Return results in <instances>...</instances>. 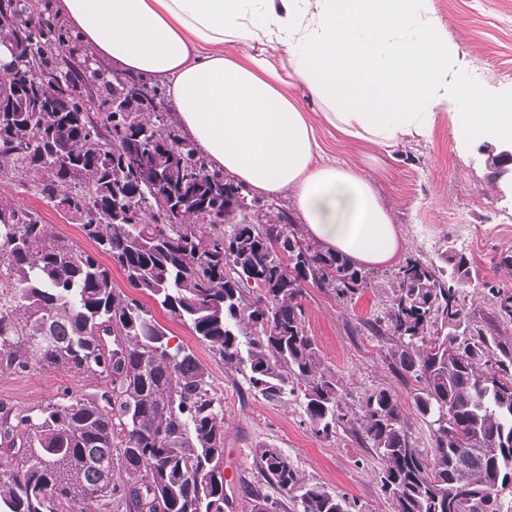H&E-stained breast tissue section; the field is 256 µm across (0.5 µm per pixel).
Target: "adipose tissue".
<instances>
[{
    "label": "adipose tissue",
    "mask_w": 512,
    "mask_h": 512,
    "mask_svg": "<svg viewBox=\"0 0 512 512\" xmlns=\"http://www.w3.org/2000/svg\"><path fill=\"white\" fill-rule=\"evenodd\" d=\"M428 0H60L90 53L169 84V106L225 175L290 192L309 234L356 263L402 236L370 179L317 164V122L392 150L453 106L461 146L512 142V92L482 88Z\"/></svg>",
    "instance_id": "ef3b65f1"
}]
</instances>
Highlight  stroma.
Returning <instances> with one entry per match:
<instances>
[{"mask_svg":"<svg viewBox=\"0 0 512 512\" xmlns=\"http://www.w3.org/2000/svg\"><path fill=\"white\" fill-rule=\"evenodd\" d=\"M429 8L447 28L467 70L480 83L511 91L512 0H430ZM319 135L325 160L362 169L401 225L405 242L389 268H396L415 250L433 254L450 241L479 268L482 280L512 289V270L495 265L501 253H512V169L493 174L485 164L483 142L459 148L453 110L438 113L429 138L401 144L388 153L340 137L326 125L320 126ZM1 200L35 209L56 236L94 251L76 221L59 214L21 179L0 181ZM305 307L309 332L326 366L342 380L350 407H358L367 393L381 388L408 401L407 388L389 366L388 342L363 327L365 320L382 310L379 289L366 290L349 302L311 287ZM152 311L168 329L172 344L194 352L224 399L227 477L258 480V453L267 445L290 455L306 478L357 501L361 512H393L379 487L380 462L369 449L343 433L331 442L319 440L295 403L253 398L182 321L160 306ZM104 388V380L60 369L36 367L25 373L0 369V415L38 409L65 393L81 397Z\"/></svg>","mask_w":512,"mask_h":512,"instance_id":"1","label":"stroma"}]
</instances>
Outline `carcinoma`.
Masks as SVG:
<instances>
[{"label":"carcinoma","instance_id":"1","mask_svg":"<svg viewBox=\"0 0 512 512\" xmlns=\"http://www.w3.org/2000/svg\"><path fill=\"white\" fill-rule=\"evenodd\" d=\"M3 33L26 39L0 112V180L15 174L78 221L129 285L189 325L253 397L299 404L310 431L352 434L380 460L393 512H512V291L479 278L462 252L408 256L382 288L383 315L367 323L391 342L389 366L432 427V448L408 432L387 389L356 409L321 359L306 324L305 287L352 300L375 272L310 238L304 226L212 168L160 119L162 89L62 68L64 25L36 0H0ZM84 93L49 105L37 74ZM142 154L137 171L125 167ZM182 188L174 219L156 204ZM232 228L224 238V226ZM112 341H107V337ZM36 366L106 380L92 397L50 400L0 422L13 453L0 460V512H224V399L192 351L171 346L150 307L41 214L0 203V366ZM262 481H242L248 512H358L309 483L277 448L259 454ZM288 492L283 501L266 487Z\"/></svg>","mask_w":512,"mask_h":512}]
</instances>
